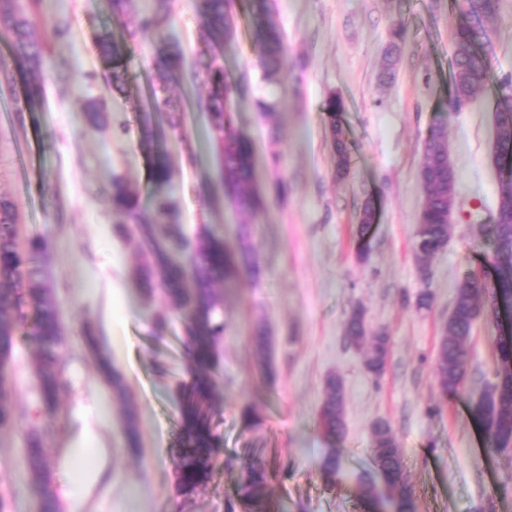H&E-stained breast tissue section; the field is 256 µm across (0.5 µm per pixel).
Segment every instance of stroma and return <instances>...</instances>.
Returning a JSON list of instances; mask_svg holds the SVG:
<instances>
[{
  "instance_id": "35a3bbf8",
  "label": "stroma",
  "mask_w": 512,
  "mask_h": 512,
  "mask_svg": "<svg viewBox=\"0 0 512 512\" xmlns=\"http://www.w3.org/2000/svg\"><path fill=\"white\" fill-rule=\"evenodd\" d=\"M67 22L64 36L36 28L54 59L75 62L80 86L42 70L41 105L21 111V90L0 92V197L17 212L19 244L43 239L33 263L37 280L55 294L61 310L62 372L69 390L54 411H43L33 366L36 342L18 333L0 368V382L22 413L19 426L0 428V512H41L21 450L38 430L52 461L51 489L68 506L64 464L84 425L82 408L107 400L111 427H98L102 475L84 512L107 501L111 512H224L244 469L263 464L274 512H389L362 493L376 478L372 427L387 422L402 452L403 474L417 512H512V447H494L474 420L471 403L495 380V344L512 333V321L476 323L466 345L472 376L462 394L441 395L435 377L438 344L465 276L494 278L493 242L477 226L495 214L500 174L493 161L494 113L503 102L499 80L512 77V0H498L489 25L491 81L481 97L458 112L445 111L452 42L459 22L454 0H275L290 65L276 84L263 78L255 43L252 0H234L233 39L211 47L194 0H171L165 34L187 64L222 56L236 85L235 120L255 150V178L265 195L253 215L235 211L217 176L209 124L198 103L203 76L186 73L164 82L153 66L156 46L134 30L147 0H131L114 19L106 0H45ZM405 43L394 78L382 76L395 22ZM110 33L122 46L123 92L105 76L111 68L97 41ZM161 86L163 147L171 156L170 193L187 235L199 225L222 231L238 247L249 225L260 274L221 288L226 334L214 368L224 402L213 428L224 444L226 467L191 498L176 491L175 450L182 434L179 388L188 382L181 340L183 320L172 316L165 338L154 339L152 317L165 304L146 297L131 279L140 259L135 234L119 236L123 215L105 195L113 180L136 190L150 205L153 185L141 141L142 109L151 85ZM341 95V128L350 171L336 174L325 98ZM97 104L104 129L86 111ZM442 127L458 174L460 214L448 244L421 273L414 236L424 200L418 171L430 130ZM379 203V220L366 257L355 238L367 197ZM431 293L430 307L418 299ZM370 332L392 338L386 371L368 374L364 348L345 336L353 310ZM115 316L122 348H113L106 322ZM275 338L276 378L260 375L250 347L255 324ZM93 329L101 351L117 369H130L128 396L140 422V444L124 442L120 403L104 383L85 343ZM345 386L346 431L335 438L317 426L329 376ZM253 408L252 422L242 411ZM339 468L332 486L320 472L323 454Z\"/></svg>"
}]
</instances>
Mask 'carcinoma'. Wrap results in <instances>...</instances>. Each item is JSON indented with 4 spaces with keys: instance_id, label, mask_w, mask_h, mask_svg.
<instances>
[{
    "instance_id": "cac0c4a2",
    "label": "carcinoma",
    "mask_w": 512,
    "mask_h": 512,
    "mask_svg": "<svg viewBox=\"0 0 512 512\" xmlns=\"http://www.w3.org/2000/svg\"><path fill=\"white\" fill-rule=\"evenodd\" d=\"M32 13L26 15L15 6V0H0V36L8 39L15 61L22 67L36 71L49 61L48 46L32 36L31 28L41 23L58 35L66 21L55 17L48 19L38 11L40 0H31ZM205 35L216 42L226 43L233 36L232 0H195ZM259 22L255 30L261 47L265 79L273 77L288 66V48L271 8L272 0H255ZM497 4L492 0H461V21L453 44V63L450 75L451 88L448 103L464 99L477 100L486 88L490 77V60L487 51L489 36L487 20L495 13ZM170 15V0H151L148 14L140 21L137 33L146 39H164V25ZM405 29L398 22L392 30V41L385 55L383 76L395 75L399 42L404 40ZM155 68L166 78L184 75L185 57L177 46L159 49L154 58ZM207 86L206 97L199 104L207 113L213 144L219 152V173L224 194L243 214L259 210L263 194L254 186V147L252 141L240 133L234 123V84L224 71L220 56L211 54L197 62ZM43 99L41 83L29 80L24 85L25 107L31 108ZM158 90L150 88L148 101L143 108L141 137L153 141L159 131L154 120L159 111ZM323 112L330 128L336 152V173L348 171L347 145L341 137L338 116L345 111L342 97L333 94L324 100ZM498 135L495 138L494 156L501 165L499 185V212L494 222L485 225L494 243L493 266L495 276L491 285L488 306L481 302L482 290L474 277L466 276L456 284V297L448 317L446 334L439 342L435 374L442 394L462 391L470 375V365L465 343L470 339L475 323L497 313H512V106L496 111ZM170 157L164 150H156L149 157L150 177L156 190L152 212L144 211L137 192L123 181L112 183L109 198L113 209L133 221L138 237L142 260L131 272L135 282L145 289L148 296L161 290L168 309L185 314L183 345L196 376L189 385L180 387L183 435L176 449V488L184 497H191L205 487L217 467L221 440L213 431L212 411L216 401L223 398L222 387L212 374L224 342V317L217 287L238 281L249 275L259 274V265L248 244L249 231L243 224L239 230V247L231 249L224 241V234L205 226L194 240H189L181 224L175 221L176 203L169 196ZM419 179L425 198L419 225L415 233L414 249L426 259L438 253L448 241V181H457V171L452 165L447 139L439 128L431 130L424 143V162ZM374 197L365 200L360 213L358 253L368 248L372 225L377 214ZM43 248L39 238L28 240L22 249L16 242V212L12 201L0 199V354H8L14 338L23 326V316L17 313L21 302L36 312L33 334L39 350L35 373L38 380L40 404L53 408L66 393L68 385L59 369L58 349L62 343L60 309L53 291L39 281L22 280V268ZM181 249L187 253L183 264L171 260L170 253ZM192 281L193 288L187 287ZM347 339L354 345L369 344L364 360L367 372L381 376L387 366L390 336L381 332L368 335L364 315L353 312L346 324ZM253 356L261 373L271 378L276 368L273 359V339L265 325L253 327L250 334ZM499 367L496 381L488 385L472 405V414L482 423L492 443L502 449L512 446V337L497 340ZM102 377L113 395L124 402L123 435L126 444L135 448L139 444L140 424L133 403L129 400L123 378L105 358L100 359ZM17 421L14 406L5 390H0V428H8ZM318 426L328 437L341 435L345 430V389L337 376L329 377L324 385L318 415ZM378 472L386 485L399 489L395 499L396 512H415L411 495L402 489L401 452L389 425L378 422L372 430ZM24 458L30 484L41 497L42 512H60L46 474L48 456L39 437L31 432L27 436ZM268 473L261 464L248 467L239 482L236 498L224 504V512H273L268 494Z\"/></svg>"
}]
</instances>
